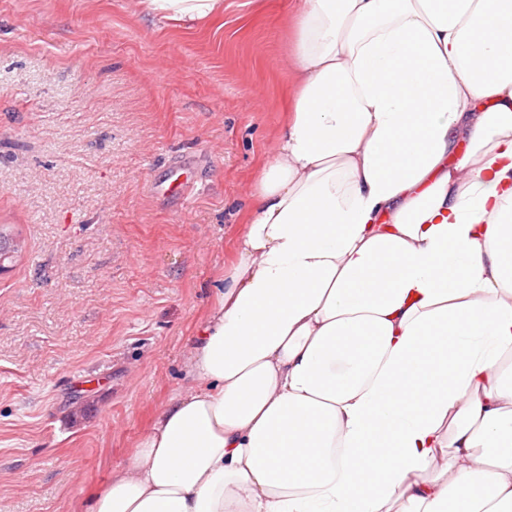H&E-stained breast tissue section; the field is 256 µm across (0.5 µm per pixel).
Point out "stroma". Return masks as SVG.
<instances>
[{"mask_svg": "<svg viewBox=\"0 0 512 512\" xmlns=\"http://www.w3.org/2000/svg\"><path fill=\"white\" fill-rule=\"evenodd\" d=\"M297 0L203 24L137 0H0V512H87L157 410L292 91Z\"/></svg>", "mask_w": 512, "mask_h": 512, "instance_id": "obj_1", "label": "stroma"}]
</instances>
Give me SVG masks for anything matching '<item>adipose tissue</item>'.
Instances as JSON below:
<instances>
[{"label": "adipose tissue", "instance_id": "adipose-tissue-1", "mask_svg": "<svg viewBox=\"0 0 512 512\" xmlns=\"http://www.w3.org/2000/svg\"><path fill=\"white\" fill-rule=\"evenodd\" d=\"M292 37L194 386L88 512H512V0H298Z\"/></svg>", "mask_w": 512, "mask_h": 512}]
</instances>
